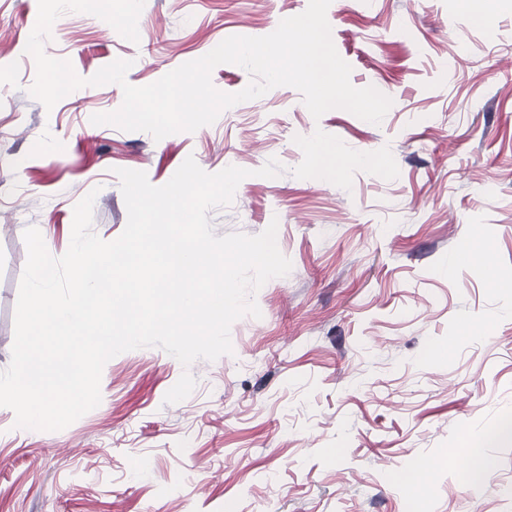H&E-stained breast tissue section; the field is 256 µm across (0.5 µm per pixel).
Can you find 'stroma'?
Returning a JSON list of instances; mask_svg holds the SVG:
<instances>
[{
    "label": "stroma",
    "instance_id": "35a3bbf8",
    "mask_svg": "<svg viewBox=\"0 0 512 512\" xmlns=\"http://www.w3.org/2000/svg\"><path fill=\"white\" fill-rule=\"evenodd\" d=\"M308 0H145L139 43L85 13L47 53L91 77L117 59L144 86L231 35L264 36ZM37 0H0V370L11 360L26 228L52 256L95 193L94 232L117 239V169L165 184L187 157L251 170L216 235L277 222L287 276L231 328L232 354L190 368L158 347L109 360L101 402L63 430L26 431L0 407V512H412L405 474L428 461L422 512H512V0L473 23L458 0H332L353 86L392 106L380 124L313 118L282 86L195 132L154 140L91 124L118 85L52 109L28 90ZM339 150L324 177L311 144ZM284 172L255 176L269 159ZM196 380L164 401L183 371ZM494 481L469 483L463 455Z\"/></svg>",
    "mask_w": 512,
    "mask_h": 512
}]
</instances>
